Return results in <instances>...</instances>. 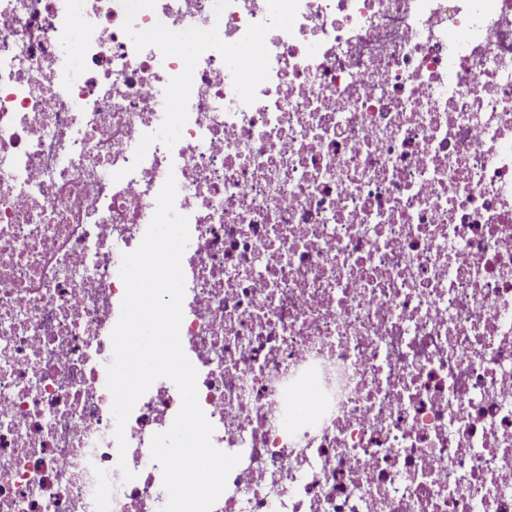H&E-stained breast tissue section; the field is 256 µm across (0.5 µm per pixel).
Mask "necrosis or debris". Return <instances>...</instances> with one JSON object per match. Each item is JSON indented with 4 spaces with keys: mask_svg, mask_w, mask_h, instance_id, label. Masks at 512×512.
<instances>
[{
    "mask_svg": "<svg viewBox=\"0 0 512 512\" xmlns=\"http://www.w3.org/2000/svg\"><path fill=\"white\" fill-rule=\"evenodd\" d=\"M170 175L212 512H512V0H0V512L166 504L106 366Z\"/></svg>",
    "mask_w": 512,
    "mask_h": 512,
    "instance_id": "4bbe7bcc",
    "label": "necrosis or debris"
}]
</instances>
